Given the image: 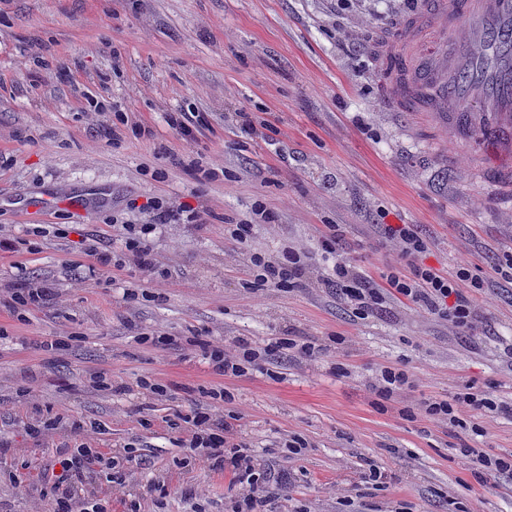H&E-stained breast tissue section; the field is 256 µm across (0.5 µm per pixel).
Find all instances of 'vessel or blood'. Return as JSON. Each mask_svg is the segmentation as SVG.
Returning a JSON list of instances; mask_svg holds the SVG:
<instances>
[{"mask_svg":"<svg viewBox=\"0 0 512 512\" xmlns=\"http://www.w3.org/2000/svg\"><path fill=\"white\" fill-rule=\"evenodd\" d=\"M390 48L378 60L385 100L399 112L452 115L459 137L492 141L491 175L512 185V0H418Z\"/></svg>","mask_w":512,"mask_h":512,"instance_id":"b4317fda","label":"vessel or blood"}]
</instances>
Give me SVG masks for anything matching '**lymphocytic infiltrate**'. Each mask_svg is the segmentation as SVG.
<instances>
[{
    "instance_id": "obj_1",
    "label": "lymphocytic infiltrate",
    "mask_w": 512,
    "mask_h": 512,
    "mask_svg": "<svg viewBox=\"0 0 512 512\" xmlns=\"http://www.w3.org/2000/svg\"><path fill=\"white\" fill-rule=\"evenodd\" d=\"M387 235L401 258L413 261L411 277L388 273L386 286L381 289L370 286L357 267L349 262H336L332 268L334 281L356 313L366 316L376 311L385 303L387 292L392 291L448 322L453 329L473 328L476 320L473 294L483 288V280L472 277L464 268L450 276L417 264L416 259L425 252L427 243L413 225L388 227ZM248 267L257 288L291 290L307 284L308 264L301 251L293 246L284 249L278 257L250 253ZM290 351L311 358L316 354V346L310 341L275 338L265 346L255 347L241 339L233 347L211 349L207 359L216 374L241 376ZM208 397V402L183 417L187 436L182 446L187 451L188 461L223 459L225 470L231 473L238 488L237 512H267L271 499L264 493V478L253 464L247 443L236 439L231 422L219 420L223 411L222 393L212 391ZM464 407L493 413L500 405L491 394L483 391L460 392L448 400H428L420 405L425 414L451 426L458 424V413ZM100 461V456L87 448L62 457L58 469L43 475L40 498L50 500L54 512H109L107 503L87 488V476L95 472Z\"/></svg>"
}]
</instances>
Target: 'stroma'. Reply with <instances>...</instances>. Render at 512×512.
Masks as SVG:
<instances>
[{"mask_svg":"<svg viewBox=\"0 0 512 512\" xmlns=\"http://www.w3.org/2000/svg\"><path fill=\"white\" fill-rule=\"evenodd\" d=\"M415 0H0V512H49L36 485L59 449L89 443L108 456L121 489L90 477L112 512H232L230 473L186 463L172 428L205 391L224 390L275 505L285 512H512V476H478L462 449L512 455V208L470 165L492 144L462 143L431 114L394 112L376 53ZM172 112H196L194 139ZM247 113L255 134L241 131ZM198 211L197 223L157 224L129 200ZM271 221L247 244L225 235ZM156 224L160 261L129 264L123 224ZM340 228L338 259L373 286L411 272L386 237L415 225L425 265L488 280L466 332L407 299L355 315L328 281L325 225ZM110 253L101 269L83 242ZM301 247L313 281L290 291L246 287L247 255ZM54 285L26 322L10 315L17 288ZM138 295H127L129 286ZM142 332L181 338L161 350ZM49 336L60 350H41ZM299 336L316 357L288 355L268 371L213 374L212 346ZM384 367L410 385L384 400L368 387ZM113 387H89L92 371ZM166 387L143 394L139 379ZM26 396H19V386ZM503 409L462 411L448 427L420 411L465 388ZM59 417L40 436L29 425ZM298 435L307 446L289 452ZM380 479H372V472ZM167 122L172 129L189 139H192L193 129H197V127L205 124L204 119L200 115H194L189 112H173L169 115Z\"/></svg>","mask_w":512,"mask_h":512,"instance_id":"obj_1","label":"stroma"}]
</instances>
